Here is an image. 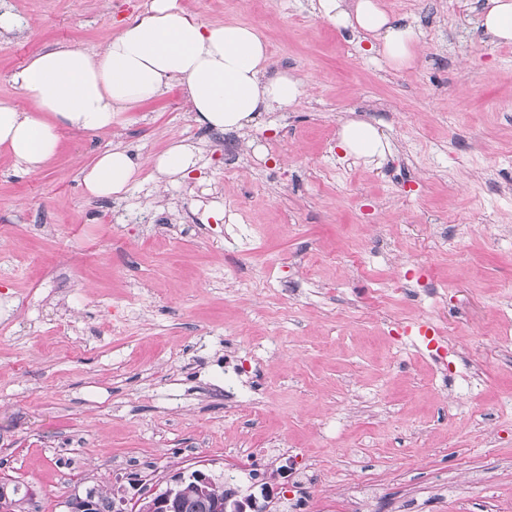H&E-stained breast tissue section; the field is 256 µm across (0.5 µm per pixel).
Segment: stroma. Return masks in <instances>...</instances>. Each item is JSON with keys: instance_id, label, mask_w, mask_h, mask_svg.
Returning <instances> with one entry per match:
<instances>
[{"instance_id": "1", "label": "stroma", "mask_w": 512, "mask_h": 512, "mask_svg": "<svg viewBox=\"0 0 512 512\" xmlns=\"http://www.w3.org/2000/svg\"><path fill=\"white\" fill-rule=\"evenodd\" d=\"M486 2L381 0L423 33L396 70L312 0H180L254 27L270 70L305 83L300 105L238 131L240 166L177 83L110 130L64 131L39 172L0 149V482L32 493L33 512H67L92 490L222 478L275 444L240 486L261 507L298 494L304 512H353L350 487L376 482L368 512L395 497L512 512V340L484 337L480 380L455 361L447 402L414 333L434 315L455 344L512 319V43L483 28ZM149 3L11 0L23 28L0 36V101L27 108L20 66L100 50ZM347 120L373 124L383 155L346 154ZM175 138L195 168L152 177ZM116 144L136 182L90 195L81 169ZM145 209L159 223L121 218ZM396 276L438 291L379 298Z\"/></svg>"}]
</instances>
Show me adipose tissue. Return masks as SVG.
Here are the masks:
<instances>
[{
    "label": "adipose tissue",
    "instance_id": "ef3b65f1",
    "mask_svg": "<svg viewBox=\"0 0 512 512\" xmlns=\"http://www.w3.org/2000/svg\"><path fill=\"white\" fill-rule=\"evenodd\" d=\"M317 11L370 37L395 68L414 63L421 31L393 21L378 0H317ZM176 80L185 84L198 122L223 132L242 129L262 113L294 108L303 95L293 74L269 73L267 45L255 28L207 23L179 0H151L102 51L53 48L19 69L12 82L31 108L0 102V147L21 169L39 170L55 158L61 129L111 128L120 112L162 94ZM339 145L359 157L384 152L377 129L364 121L347 123ZM136 174L126 151L109 148L85 169L83 183L91 195H118Z\"/></svg>",
    "mask_w": 512,
    "mask_h": 512
}]
</instances>
